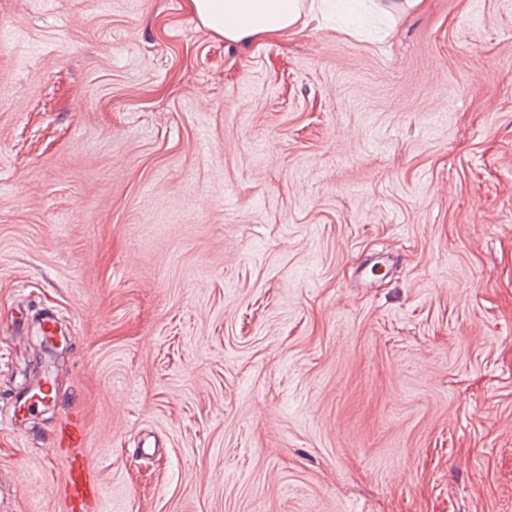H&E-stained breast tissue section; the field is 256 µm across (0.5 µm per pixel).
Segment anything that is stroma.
<instances>
[{
	"label": "stroma",
	"mask_w": 512,
	"mask_h": 512,
	"mask_svg": "<svg viewBox=\"0 0 512 512\" xmlns=\"http://www.w3.org/2000/svg\"><path fill=\"white\" fill-rule=\"evenodd\" d=\"M394 2L0 0V512H512V0ZM199 22L229 43L279 38L294 32L304 0H189ZM31 394V395H30ZM57 389L53 383L47 379H39L36 386L31 389L21 400L20 409L32 412L39 406H45L55 401ZM81 440L82 429L76 419L61 423L54 436L58 446L75 450L64 476V491L71 503V510L87 512L98 495V481L92 466L77 449L82 448Z\"/></svg>",
	"instance_id": "35a3bbf8"
}]
</instances>
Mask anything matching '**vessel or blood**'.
<instances>
[{
	"instance_id": "1",
	"label": "vessel or blood",
	"mask_w": 512,
	"mask_h": 512,
	"mask_svg": "<svg viewBox=\"0 0 512 512\" xmlns=\"http://www.w3.org/2000/svg\"><path fill=\"white\" fill-rule=\"evenodd\" d=\"M57 389L47 379H39L28 395L23 398L22 408L26 411L48 405L55 401ZM82 440V429L76 420H68L59 425L55 443L63 448L71 449L69 467L64 476V491L74 512H89L98 495V481L92 466L79 451Z\"/></svg>"
}]
</instances>
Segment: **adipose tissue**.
I'll list each match as a JSON object with an SVG mask.
<instances>
[{
  "label": "adipose tissue",
  "instance_id": "obj_1",
  "mask_svg": "<svg viewBox=\"0 0 512 512\" xmlns=\"http://www.w3.org/2000/svg\"><path fill=\"white\" fill-rule=\"evenodd\" d=\"M199 22L226 42L279 38L293 33L318 0H190Z\"/></svg>",
  "mask_w": 512,
  "mask_h": 512
}]
</instances>
